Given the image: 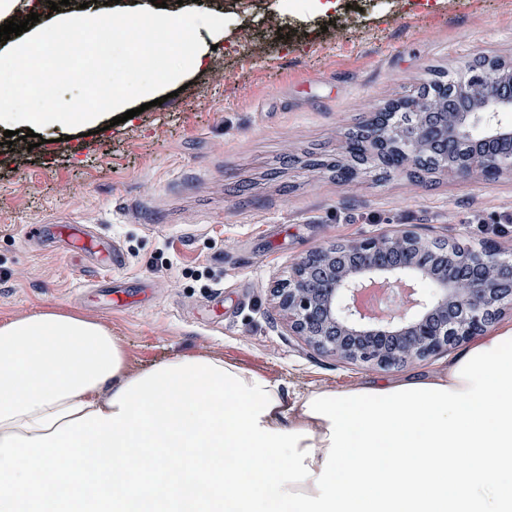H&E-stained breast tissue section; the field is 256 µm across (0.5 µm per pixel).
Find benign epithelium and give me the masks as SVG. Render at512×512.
Segmentation results:
<instances>
[{"label":"benign epithelium","mask_w":512,"mask_h":512,"mask_svg":"<svg viewBox=\"0 0 512 512\" xmlns=\"http://www.w3.org/2000/svg\"><path fill=\"white\" fill-rule=\"evenodd\" d=\"M447 100L426 92L384 106L365 119L373 156L394 146L395 170L426 152L451 177L492 182L512 174V64L496 63L459 81ZM383 292L371 313L363 296ZM288 331L330 357L383 370L424 360L487 332L512 306V251L493 242L479 248L433 242L411 227L372 239H350L298 258L288 281L273 289Z\"/></svg>","instance_id":"7a95c632"}]
</instances>
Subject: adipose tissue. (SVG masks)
<instances>
[{
	"mask_svg": "<svg viewBox=\"0 0 512 512\" xmlns=\"http://www.w3.org/2000/svg\"><path fill=\"white\" fill-rule=\"evenodd\" d=\"M119 28L176 32L162 45L113 39L112 94L30 102L38 50L103 30V11L61 10L0 42V128H95L205 67L223 24L138 0ZM0 512H512V324L447 367L343 388L284 391L221 357L132 370L122 340L46 309L0 322Z\"/></svg>",
	"mask_w": 512,
	"mask_h": 512,
	"instance_id": "ef3b65f1",
	"label": "adipose tissue"
}]
</instances>
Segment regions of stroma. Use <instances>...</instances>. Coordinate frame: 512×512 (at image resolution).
<instances>
[{
  "label": "stroma",
  "instance_id": "obj_1",
  "mask_svg": "<svg viewBox=\"0 0 512 512\" xmlns=\"http://www.w3.org/2000/svg\"><path fill=\"white\" fill-rule=\"evenodd\" d=\"M336 14L277 0H169L224 20L208 68L178 96L110 129L45 143L11 165L0 134V322L45 309L111 328L140 368L166 357L232 360L294 388L344 387L383 370L343 363L289 335L272 290L296 258L409 225L430 240L512 248V175L337 178L344 133L387 102L483 56L512 61V0H342ZM276 17L279 31L266 27ZM112 240L122 264L68 246L58 227ZM44 228L31 238V228ZM111 279L147 303L98 307Z\"/></svg>",
  "mask_w": 512,
  "mask_h": 512
}]
</instances>
